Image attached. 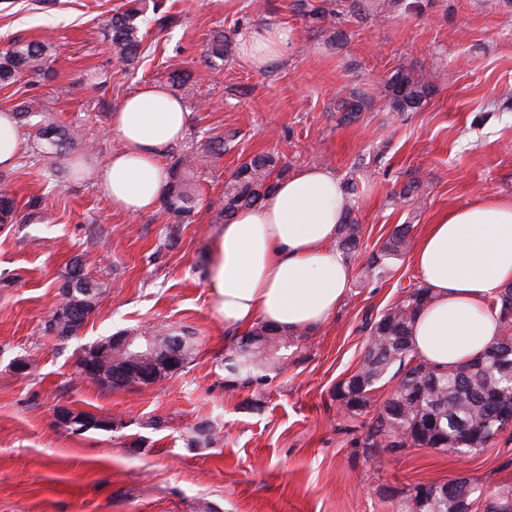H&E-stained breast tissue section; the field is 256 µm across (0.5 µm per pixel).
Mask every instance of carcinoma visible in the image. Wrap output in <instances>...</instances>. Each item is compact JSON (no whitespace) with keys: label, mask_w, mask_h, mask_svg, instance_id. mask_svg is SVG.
Returning a JSON list of instances; mask_svg holds the SVG:
<instances>
[{"label":"carcinoma","mask_w":512,"mask_h":512,"mask_svg":"<svg viewBox=\"0 0 512 512\" xmlns=\"http://www.w3.org/2000/svg\"><path fill=\"white\" fill-rule=\"evenodd\" d=\"M386 4L389 9L405 6V0H297L299 12L321 28H335L347 13H371ZM143 0H128L108 19L110 51L127 68L136 67L143 52ZM236 44L224 33L212 36L206 49L210 61H227L235 55ZM50 41L13 42L0 52V85H10L21 75L39 77L46 74L52 57ZM436 76L420 78L397 69L381 86L379 94L396 112L420 109L430 95ZM191 75L175 69L169 73L170 86L189 93ZM363 100L352 94L340 100L344 118L355 119L362 111ZM18 120L32 115L41 117L36 129L40 156L58 158L70 155L77 146H87L85 133L79 128H64L46 116L36 101L16 110ZM235 134L211 135L208 148L217 156L233 148ZM358 169L350 171L343 182L344 217L338 226L337 247L347 257L360 254L362 225L353 217L354 198L359 196ZM284 173L280 155L258 154L243 162L224 184V206L215 221L226 223L241 209L261 204L276 188ZM190 156L176 158L162 193V204L171 224H188L196 214V195L192 184ZM16 221L15 202L0 194V224ZM411 225L398 224L380 248L370 253L360 267L363 283L384 282L393 270V261L403 256L409 246ZM65 287L74 296L63 295L56 310L65 312L82 298L85 288L101 290L103 283L89 279L82 260L74 259L64 277ZM431 295L421 284L403 289L400 298L375 318H365L362 329L368 331V348L359 369L340 382L334 390L339 407L352 419L360 418L370 406L376 385L385 379L397 380L398 387L372 419L365 436V447L392 453L405 448H436L442 452L464 454L485 448L512 421L500 409H512V284L504 288L496 305L503 326L502 339L475 358L449 370H438L413 353L411 329L418 312L429 304ZM293 346L292 335L264 322L242 335L237 345L224 357L227 372L225 386L245 387L267 378L265 371L281 370ZM473 493L468 478L453 477L442 483L418 484L408 502L411 512H455L454 499L463 488Z\"/></svg>","instance_id":"cac0c4a2"}]
</instances>
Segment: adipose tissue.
<instances>
[{
	"label": "adipose tissue",
	"mask_w": 512,
	"mask_h": 512,
	"mask_svg": "<svg viewBox=\"0 0 512 512\" xmlns=\"http://www.w3.org/2000/svg\"><path fill=\"white\" fill-rule=\"evenodd\" d=\"M187 122L183 103L158 84L120 103L111 127L123 149L91 173L114 209L138 215L158 205L167 178L161 159L184 138ZM343 200L334 173L306 168L222 226L208 286L225 327L246 330L261 321L300 333L336 312L354 277L336 248ZM413 261L432 296L411 330L418 358L448 370L500 340L493 302L512 284V201L488 196L441 214Z\"/></svg>",
	"instance_id": "obj_1"
}]
</instances>
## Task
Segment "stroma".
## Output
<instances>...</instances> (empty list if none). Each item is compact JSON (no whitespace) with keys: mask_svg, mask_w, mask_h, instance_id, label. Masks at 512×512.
<instances>
[{"mask_svg":"<svg viewBox=\"0 0 512 512\" xmlns=\"http://www.w3.org/2000/svg\"><path fill=\"white\" fill-rule=\"evenodd\" d=\"M124 0H0V51L15 40L51 38L45 78L0 86V112L39 100L62 126H79L105 163L121 143L112 112L171 68L201 77L187 133L162 159L195 157L193 223H168L163 208L131 216L113 210L90 178L56 179L35 161V127L20 131L22 161L0 170V194L18 220L0 224V512H398L416 484L464 475L486 493L512 487V429L460 458L432 448L368 450L365 424L394 389L374 393L361 419L342 413L338 382L359 367L361 329L417 281L411 256L390 280L360 285L331 319L290 348L283 371L248 388L224 386V355L237 338L216 314L208 261L224 203V182L248 157L283 155L287 174L308 167L345 178L358 168L354 216L366 250L396 225L418 241L442 212L483 196L512 200V0H412L411 8L345 16L318 29L295 0H161L146 16L145 52L135 72L111 54L106 19ZM287 30V51L266 66L245 54L208 68L204 51L222 32L245 44ZM399 68L443 69L427 103L397 113L378 91ZM69 87L57 97L56 87ZM365 95L357 119L339 111ZM237 131L215 157L208 135ZM419 180L423 203L397 200ZM105 288L82 331L60 340L45 329L57 285L73 258ZM165 324L192 333L187 367L142 389L110 390L78 376L85 346L120 330ZM66 405L123 420L120 430L74 434L55 421ZM209 423L208 438L194 427Z\"/></svg>","mask_w":512,"mask_h":512,"instance_id":"1","label":"stroma"}]
</instances>
